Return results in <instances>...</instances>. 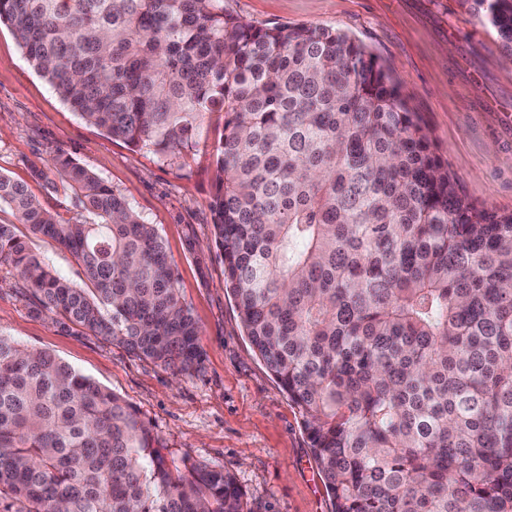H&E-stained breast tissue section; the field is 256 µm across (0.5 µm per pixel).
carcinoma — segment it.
Listing matches in <instances>:
<instances>
[{"instance_id":"1","label":"carcinoma","mask_w":512,"mask_h":512,"mask_svg":"<svg viewBox=\"0 0 512 512\" xmlns=\"http://www.w3.org/2000/svg\"><path fill=\"white\" fill-rule=\"evenodd\" d=\"M512 59V0H472ZM88 124L183 166L204 114L213 241L253 352L302 415L333 512H512V213L458 194L348 33L257 27L224 0H0ZM63 219L0 174V266L32 313L186 374L200 329L153 225L70 156ZM66 250L77 285L33 254ZM0 512H246L235 475L167 458L124 399L0 334Z\"/></svg>"}]
</instances>
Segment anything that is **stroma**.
<instances>
[{
    "label": "stroma",
    "mask_w": 512,
    "mask_h": 512,
    "mask_svg": "<svg viewBox=\"0 0 512 512\" xmlns=\"http://www.w3.org/2000/svg\"><path fill=\"white\" fill-rule=\"evenodd\" d=\"M226 14L265 27L321 25L363 44L399 87L446 162L459 194L512 213V65L464 0H224ZM224 115L206 116L184 167L85 123L0 28V173L28 184L61 217L82 215L57 177L32 178L56 152L85 165L153 224L201 328V367L170 371L88 333L34 316L15 271L0 266V334L45 349L125 399L166 448L232 471L249 512H333L298 409L245 336L213 244L212 145Z\"/></svg>",
    "instance_id": "obj_1"
}]
</instances>
